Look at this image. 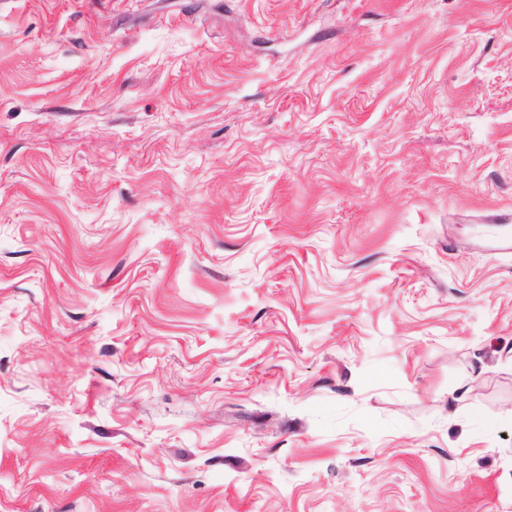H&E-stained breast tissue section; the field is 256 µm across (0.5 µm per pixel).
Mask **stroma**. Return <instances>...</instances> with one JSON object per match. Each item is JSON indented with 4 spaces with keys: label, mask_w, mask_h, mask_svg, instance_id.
Listing matches in <instances>:
<instances>
[{
    "label": "stroma",
    "mask_w": 512,
    "mask_h": 512,
    "mask_svg": "<svg viewBox=\"0 0 512 512\" xmlns=\"http://www.w3.org/2000/svg\"><path fill=\"white\" fill-rule=\"evenodd\" d=\"M505 240L512 0H0V512H512Z\"/></svg>",
    "instance_id": "obj_1"
}]
</instances>
